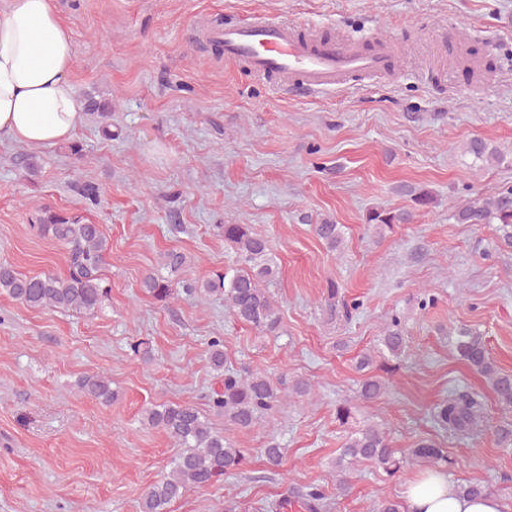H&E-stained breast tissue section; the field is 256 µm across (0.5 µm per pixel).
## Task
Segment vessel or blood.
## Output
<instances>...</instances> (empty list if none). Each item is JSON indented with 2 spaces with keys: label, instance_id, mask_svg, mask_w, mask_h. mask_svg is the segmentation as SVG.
Wrapping results in <instances>:
<instances>
[{
  "label": "vessel or blood",
  "instance_id": "1",
  "mask_svg": "<svg viewBox=\"0 0 512 512\" xmlns=\"http://www.w3.org/2000/svg\"><path fill=\"white\" fill-rule=\"evenodd\" d=\"M207 37L223 46L226 61L247 67L285 93L341 90L354 78L389 71L392 58L391 43L375 36L363 44L339 35H309L269 19L227 23L211 29Z\"/></svg>",
  "mask_w": 512,
  "mask_h": 512
}]
</instances>
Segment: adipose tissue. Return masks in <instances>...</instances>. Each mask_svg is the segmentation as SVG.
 <instances>
[{
  "instance_id": "1",
  "label": "adipose tissue",
  "mask_w": 512,
  "mask_h": 512,
  "mask_svg": "<svg viewBox=\"0 0 512 512\" xmlns=\"http://www.w3.org/2000/svg\"><path fill=\"white\" fill-rule=\"evenodd\" d=\"M71 33L54 0L0 6V139L42 149L70 140L83 119L71 78ZM405 512H502L492 495L461 493L446 467L408 482Z\"/></svg>"
}]
</instances>
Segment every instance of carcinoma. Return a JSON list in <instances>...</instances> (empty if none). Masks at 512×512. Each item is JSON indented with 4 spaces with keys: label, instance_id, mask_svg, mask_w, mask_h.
Segmentation results:
<instances>
[{
    "label": "carcinoma",
    "instance_id": "cac0c4a2",
    "mask_svg": "<svg viewBox=\"0 0 512 512\" xmlns=\"http://www.w3.org/2000/svg\"><path fill=\"white\" fill-rule=\"evenodd\" d=\"M462 152L473 157L474 163L482 168L512 162V150H504L482 138L464 142ZM14 166L29 178L40 169L36 157L23 153L15 156ZM400 190L410 197L417 210L437 204L433 194L423 186L404 184ZM78 193L89 207L96 206L101 195L99 186L89 182L79 184ZM454 217L459 224H494L499 239L512 246V186L457 207ZM412 218L410 210L380 207L365 213L364 224L381 235ZM34 228L40 236L53 240L65 250L67 274L22 276L12 265L1 262L0 294L32 308L53 307L76 314H95L109 292L103 269L111 246L101 226L81 214L45 208ZM220 228L224 231V241L236 254L234 267L207 280H183L179 274L187 267L188 257L169 250L160 255L159 269L149 272L141 287L160 302L174 298L179 289L202 299L218 296L237 320L260 334L271 335L279 328L281 312L277 300L266 288L279 274V264L269 241L250 224H222ZM313 230L332 250L343 242V225L330 218L321 219L313 225ZM358 308L359 303L350 304L343 299L335 281H327L321 302L326 321L333 322L340 316L348 320ZM378 342L389 357L400 359L406 352L400 320L392 319ZM448 342L461 360L488 381L499 407L511 413L512 374L494 364L483 335L474 328L460 325L448 330ZM208 346L210 363L220 377V381L202 395L209 413H202L193 404L152 405L141 413V424L163 430L178 451L163 475L143 494L140 512H167L168 505L188 489L213 485L246 464L243 451L224 438V431L215 426L212 417H222L241 430H250L262 415L284 399L312 395L313 385L305 379H297L285 388L282 380H275L262 371L239 373L228 365L224 340L220 337L212 338ZM78 388L103 404L111 403L115 396L112 380L100 374L81 377ZM384 389L380 378L369 376L360 386L359 399L374 401ZM433 420L445 431L468 436L483 421V405L470 391L454 389L437 404ZM495 443L506 453L512 451V422L503 423L495 430ZM410 462L439 466L448 463V456L435 442L426 439L401 453L393 448L384 428L366 422L348 434L336 458V466L342 470L368 464L388 475ZM292 506L303 512H326V497L316 486H291L278 497L265 501L262 512H288Z\"/></svg>",
    "mask_w": 512,
    "mask_h": 512
}]
</instances>
